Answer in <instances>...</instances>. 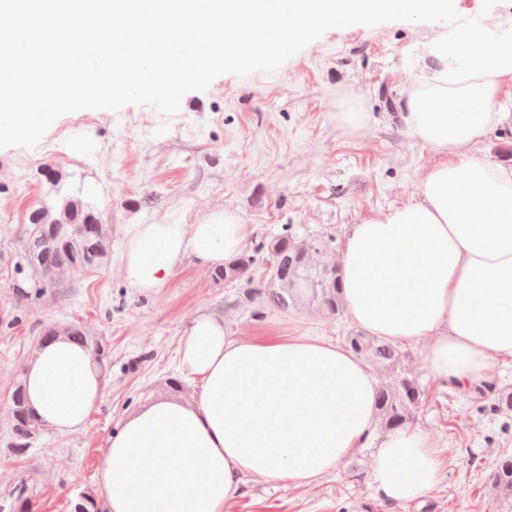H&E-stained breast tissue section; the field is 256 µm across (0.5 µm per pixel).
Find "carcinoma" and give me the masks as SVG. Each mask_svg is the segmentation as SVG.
Instances as JSON below:
<instances>
[{
    "mask_svg": "<svg viewBox=\"0 0 512 512\" xmlns=\"http://www.w3.org/2000/svg\"><path fill=\"white\" fill-rule=\"evenodd\" d=\"M34 226L20 254L16 269L23 273L34 267L29 278L35 293L44 286L57 284V276L65 270L85 274L100 269L112 251V227L102 223L98 214L81 199L64 197L58 206L43 204L28 212ZM332 239L321 236H300L291 224H284L274 236H261L254 240L249 251L236 259L217 266L210 272L216 282L236 288L234 304L245 303L251 308V317L260 321L266 311H286L304 297L315 299L332 315H340L343 305L339 298L340 277L336 265H328L323 255ZM281 264L276 280L271 283L263 277L266 266L275 256ZM66 335L73 341L93 348L88 329L75 323L57 324L45 331L40 342ZM345 344L359 355L380 365L386 379L376 394V414L384 430H396L412 422L426 403L429 392L418 381L399 371L402 352L399 346L369 336L362 331H349ZM11 422L6 448L16 457H22L34 447L45 427L26 405L23 382L14 386L11 394ZM492 411L509 415L512 411V392L501 390L492 403ZM493 502L512 507V457L501 458L487 478Z\"/></svg>",
    "mask_w": 512,
    "mask_h": 512,
    "instance_id": "obj_1",
    "label": "carcinoma"
}]
</instances>
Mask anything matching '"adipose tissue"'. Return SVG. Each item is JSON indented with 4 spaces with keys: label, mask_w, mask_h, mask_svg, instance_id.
Segmentation results:
<instances>
[{
    "label": "adipose tissue",
    "mask_w": 512,
    "mask_h": 512,
    "mask_svg": "<svg viewBox=\"0 0 512 512\" xmlns=\"http://www.w3.org/2000/svg\"><path fill=\"white\" fill-rule=\"evenodd\" d=\"M433 69L398 101L410 135L438 163L410 205L351 225L338 260L340 296L372 336L419 343L439 380L464 387L512 359V166L476 147L511 118L512 28L467 25L428 47ZM250 233L238 215L201 224H136L122 271L128 288L163 286L186 258L235 259ZM180 365L202 386L190 402L157 400L113 434L97 473L101 512H224L245 480L295 487L373 443L370 478L408 503L440 479L436 444L412 427L375 433L377 382L351 349L319 336L240 339L199 314ZM106 385L92 351L65 337L39 346L25 373L27 406L50 428L77 432Z\"/></svg>",
    "instance_id": "1"
}]
</instances>
